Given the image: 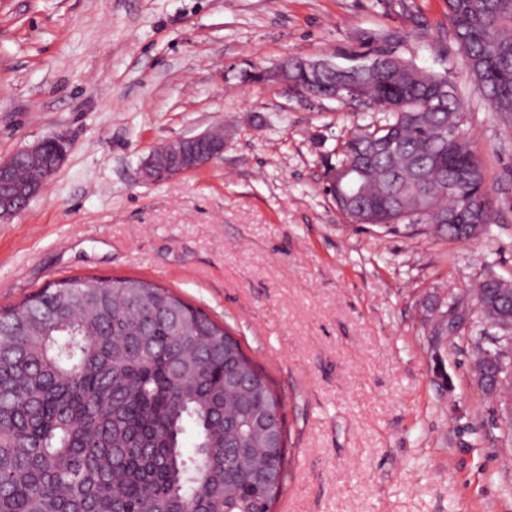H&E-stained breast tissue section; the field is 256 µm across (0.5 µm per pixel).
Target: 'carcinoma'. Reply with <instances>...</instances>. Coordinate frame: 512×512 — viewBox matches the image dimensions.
Segmentation results:
<instances>
[{"mask_svg":"<svg viewBox=\"0 0 512 512\" xmlns=\"http://www.w3.org/2000/svg\"><path fill=\"white\" fill-rule=\"evenodd\" d=\"M467 73L512 127V0H445ZM344 79L305 74L316 98H348L379 112L329 163L326 192L352 224L391 230L408 221L448 240L468 237L451 216L498 211L467 135L457 86L389 52ZM55 155L20 153L29 170ZM468 338L482 391L487 363L512 314V281L487 277L472 299ZM192 434V451L186 436ZM285 404L240 341L204 310L141 278H65L0 310V512H274L287 479Z\"/></svg>","mask_w":512,"mask_h":512,"instance_id":"1","label":"carcinoma"}]
</instances>
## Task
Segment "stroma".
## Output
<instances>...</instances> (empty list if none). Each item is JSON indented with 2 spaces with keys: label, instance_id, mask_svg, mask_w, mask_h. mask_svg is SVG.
<instances>
[{
  "label": "stroma",
  "instance_id": "stroma-1",
  "mask_svg": "<svg viewBox=\"0 0 512 512\" xmlns=\"http://www.w3.org/2000/svg\"><path fill=\"white\" fill-rule=\"evenodd\" d=\"M378 47L448 74L484 161L493 241L350 224L325 165L370 105L256 72ZM224 130L211 166L155 183L167 141ZM58 134L45 193L0 220V307L64 277H137L229 325L285 403L276 512H512L501 400L428 304L512 274V130L448 37L444 0H0V158ZM444 376H437L436 366Z\"/></svg>",
  "mask_w": 512,
  "mask_h": 512
}]
</instances>
